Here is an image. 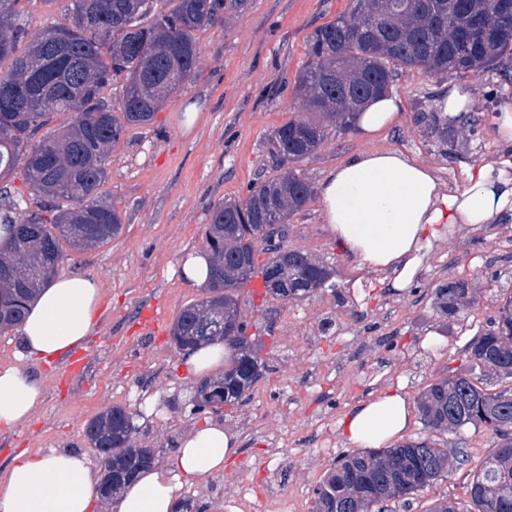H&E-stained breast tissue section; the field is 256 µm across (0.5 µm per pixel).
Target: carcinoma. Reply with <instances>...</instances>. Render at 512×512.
Here are the masks:
<instances>
[{"label": "carcinoma", "instance_id": "carcinoma-1", "mask_svg": "<svg viewBox=\"0 0 512 512\" xmlns=\"http://www.w3.org/2000/svg\"><path fill=\"white\" fill-rule=\"evenodd\" d=\"M22 0H0V180L21 167L30 204L10 200L0 222L14 227L0 251V332L25 318L26 303L55 277L70 253L102 246L119 234L122 216L102 190L112 146L128 128L151 120L200 63L197 32L224 23L242 0H72L68 23L42 31L23 52L25 30L15 24ZM352 9L307 36L308 60L292 93L306 117L268 136L276 175L252 184L243 199L218 203L206 231L213 257L203 297L184 308L171 329L174 345L188 349L222 341L231 350L224 375L202 381L203 393L237 404L266 362L243 319L239 291L262 276L269 297L304 299L331 278V267L287 243L292 216L315 195L295 165L324 142L328 121L347 131L357 109L391 92L398 69L481 73L512 58V0H352ZM125 79L119 110L105 96ZM54 114L67 116L54 133L32 142ZM424 141L448 153L459 133L475 132L482 118L469 113L450 122L440 112H417ZM469 282L437 286L438 315L469 309ZM469 369L445 375L418 396L423 425L460 433L483 427L497 445L473 469L466 503L438 500L428 512H512V388L490 392L483 379H512V296L498 304L488 328L469 345ZM481 377H474V372ZM133 416L114 405L90 420L84 435L97 450L104 481L115 499L157 450L137 443ZM467 451L431 440L356 449L341 456L314 488L313 512H388L409 502L450 468L468 463Z\"/></svg>", "mask_w": 512, "mask_h": 512}]
</instances>
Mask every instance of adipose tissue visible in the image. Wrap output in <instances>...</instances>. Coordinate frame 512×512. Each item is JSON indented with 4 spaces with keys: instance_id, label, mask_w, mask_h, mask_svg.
Wrapping results in <instances>:
<instances>
[{
    "instance_id": "obj_1",
    "label": "adipose tissue",
    "mask_w": 512,
    "mask_h": 512,
    "mask_svg": "<svg viewBox=\"0 0 512 512\" xmlns=\"http://www.w3.org/2000/svg\"><path fill=\"white\" fill-rule=\"evenodd\" d=\"M326 224L338 246L385 275L393 291L416 280L434 246L458 225L512 221V160L470 168L463 190L444 188L433 170L391 150L359 154L330 169L319 187ZM101 285L60 277L42 288L19 327L28 355L49 359L70 350L94 328ZM44 395L23 367L0 369V424L29 420ZM409 406L398 394L354 407L344 420L350 442L378 448L406 428ZM237 448L233 435L208 421L192 425L168 465L140 474L113 512H175L183 482L201 483L223 471ZM97 479L84 454L70 450L18 456L0 476V512H96Z\"/></svg>"
}]
</instances>
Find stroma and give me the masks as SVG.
<instances>
[{
  "mask_svg": "<svg viewBox=\"0 0 512 512\" xmlns=\"http://www.w3.org/2000/svg\"><path fill=\"white\" fill-rule=\"evenodd\" d=\"M66 3L24 0L16 22L35 38L66 23ZM351 3L246 0L227 24L198 32L201 59L194 74L150 123L130 128L113 146L103 189L122 214L121 231L59 269L63 276L94 278L103 288L96 329L81 345L86 372L63 383L57 375L63 358L28 362L44 384V401L26 423L0 427V474L21 452L63 450L85 453L93 472L101 473L84 428L114 405L132 413L139 444L157 449L160 466L193 423L211 419L237 436L238 451L222 473L182 490L192 512H311L314 487L354 448L343 419L388 391L412 408L402 441L428 438L451 451L461 443L475 462L495 448L496 437L483 428L459 435L426 429L415 406L437 377L467 370L465 348L486 329L503 293H512V239L505 237L512 223L466 226L449 235L434 246L418 284L397 293L384 285L383 274L361 267L337 246L320 200H312L291 218L287 242L332 264L335 285L298 301L241 292L248 333L259 338L267 368L243 401L218 413L193 409L198 381L183 372L182 354L167 330L201 297L199 286L180 276L186 250L205 248L213 206L245 197L253 182L273 175L267 137L300 113L292 88L308 60L306 37ZM447 85L471 90L474 111L483 118L449 156L424 142L413 121L414 113L435 109ZM392 91L402 111L374 140L328 125L320 149L299 165L312 184L330 167L371 148L431 165L453 189L464 187L470 167L512 159V145L499 140L494 123L499 104L512 99V63L477 76L400 69ZM190 112L197 115L191 125ZM451 279L469 281L477 300L471 310L447 318L433 313L431 296L436 284ZM342 293L348 303L339 302ZM150 303L166 327L145 335L137 324ZM153 394L160 403L149 412L144 399ZM466 481L465 470L449 472L410 503L392 504V512H428L438 499L462 501Z\"/></svg>",
  "mask_w": 512,
  "mask_h": 512,
  "instance_id": "35a3bbf8",
  "label": "stroma"
}]
</instances>
